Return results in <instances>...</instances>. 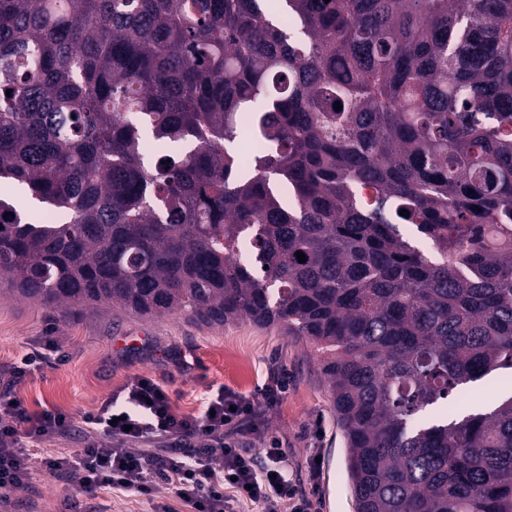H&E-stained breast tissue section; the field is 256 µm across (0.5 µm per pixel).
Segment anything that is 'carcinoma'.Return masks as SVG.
Instances as JSON below:
<instances>
[{"mask_svg": "<svg viewBox=\"0 0 512 512\" xmlns=\"http://www.w3.org/2000/svg\"><path fill=\"white\" fill-rule=\"evenodd\" d=\"M2 183L19 297L278 325L354 512H512V395L448 414L512 373V0H0ZM252 112H242L240 123L247 134L240 143H244L247 150L248 160L258 154H264L273 149V146L258 135L254 130V120ZM481 385L488 391L487 396L483 399L472 398L470 387L465 388L452 399L457 414L478 412L493 406L501 398L503 390L507 389L510 393L512 375L496 371L482 380Z\"/></svg>", "mask_w": 512, "mask_h": 512, "instance_id": "1", "label": "carcinoma"}]
</instances>
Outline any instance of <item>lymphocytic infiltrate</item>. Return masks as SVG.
Listing matches in <instances>:
<instances>
[{
	"label": "lymphocytic infiltrate",
	"instance_id": "lymphocytic-infiltrate-1",
	"mask_svg": "<svg viewBox=\"0 0 512 512\" xmlns=\"http://www.w3.org/2000/svg\"><path fill=\"white\" fill-rule=\"evenodd\" d=\"M65 360L60 339L42 337L37 348L10 369L9 381L19 383ZM285 391V383L279 382L254 401L223 388L207 402L205 412L179 415L162 384L134 376L97 411L85 415L88 435L76 454L46 455L38 465L73 487L60 512H93L99 492L108 488L140 497L150 512H160L158 497L163 493L192 512H234L240 500L259 505L261 512H310L312 503L299 492L278 442L266 448L260 466L224 437L260 416L263 407L273 405ZM69 426V415L58 408L33 413L14 393L0 392L1 503L9 493L30 485L35 464L26 443L63 433ZM160 439L181 443L184 453L163 457L135 449L136 444Z\"/></svg>",
	"mask_w": 512,
	"mask_h": 512
}]
</instances>
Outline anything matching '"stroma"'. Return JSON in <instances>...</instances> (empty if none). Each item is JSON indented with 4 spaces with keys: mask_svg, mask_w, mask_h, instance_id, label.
Listing matches in <instances>:
<instances>
[{
    "mask_svg": "<svg viewBox=\"0 0 512 512\" xmlns=\"http://www.w3.org/2000/svg\"><path fill=\"white\" fill-rule=\"evenodd\" d=\"M46 334L61 338L67 361L28 377L13 391L28 410L61 408L72 429L38 442V454L73 453L85 430L84 416L136 375L165 385L182 414L200 413L223 387L262 399L267 385L282 378L286 392L265 408L253 430L239 436L240 446L260 460L270 442L279 441L313 512H354L343 434L320 355L304 338L247 321L220 327L183 315L139 318L104 306L61 310L0 286V388L8 369ZM72 492L66 480L38 468L32 488L12 494L8 512H58Z\"/></svg>",
    "mask_w": 512,
    "mask_h": 512,
    "instance_id": "1",
    "label": "stroma"
}]
</instances>
